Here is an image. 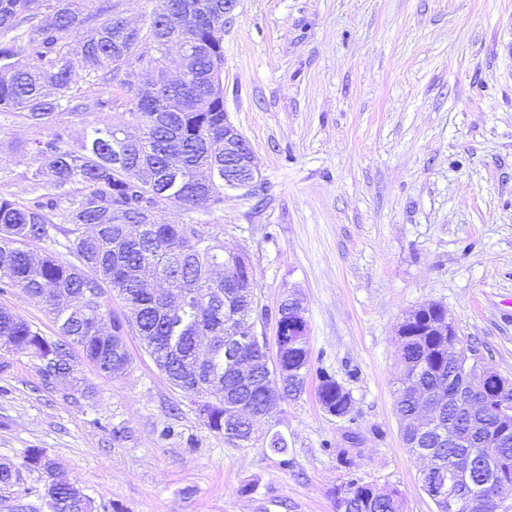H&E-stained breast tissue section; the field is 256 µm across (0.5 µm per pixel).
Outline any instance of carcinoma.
I'll use <instances>...</instances> for the list:
<instances>
[{"instance_id": "1", "label": "carcinoma", "mask_w": 512, "mask_h": 512, "mask_svg": "<svg viewBox=\"0 0 512 512\" xmlns=\"http://www.w3.org/2000/svg\"><path fill=\"white\" fill-rule=\"evenodd\" d=\"M181 61L172 79L167 62ZM136 59L152 72L135 84L120 77ZM224 0H158L147 27L131 25L114 12L112 0H0V112L18 113L46 137L34 141L39 166L21 175L31 191L45 172L56 193L28 203L0 196V283L17 288L40 304L59 325L63 342H53L21 317L0 310V344L28 350L54 368L39 369L44 382L70 374L69 345L75 344L108 377L126 373L130 359L120 345L135 331L147 354L175 387L201 398L203 385L220 376L224 396L205 401V424L235 447L250 441L248 419L228 432L246 396L258 409L266 393L257 384L224 371V349H204L196 336L223 338L245 333L255 322L253 280L247 258L225 251L224 240L193 214L224 203ZM81 84L94 96L73 104L69 94ZM124 108L118 125L93 127L76 145L60 125L63 114ZM67 204L63 222L53 220ZM173 220L162 219L164 214ZM149 278L160 286L145 287ZM189 300L179 316L170 314L164 290ZM117 296L136 314L112 310ZM448 311L436 304L405 325L397 337L401 352L396 379L398 411H412L411 391L423 388L432 399L441 385L460 384L448 357V337L426 333ZM299 326L284 341V367L307 375L308 340ZM323 407L350 414L351 395L330 374L320 375ZM487 451L497 458L498 479L512 483V442L497 440L496 418L486 419ZM438 426L459 437L469 420L443 410ZM418 440L412 456L426 455L453 470L466 449L435 437L403 433ZM27 463L50 474L59 463L31 448ZM45 496L56 512H93V505L68 486L49 485ZM346 512H396L392 502L372 496V487L354 478L336 490ZM437 512H495L492 494L469 508L457 506L453 489L435 500Z\"/></svg>"}]
</instances>
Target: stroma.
Masks as SVG:
<instances>
[{
  "instance_id": "obj_1",
  "label": "stroma",
  "mask_w": 512,
  "mask_h": 512,
  "mask_svg": "<svg viewBox=\"0 0 512 512\" xmlns=\"http://www.w3.org/2000/svg\"><path fill=\"white\" fill-rule=\"evenodd\" d=\"M224 112L260 181L200 213L252 270L257 330L299 296L311 369L250 445L208 428L128 334L127 373L104 377L80 347L78 385L44 384L38 361L0 349V512H50L42 449L95 512H336L349 478L398 490L404 512H436L402 440L396 329L427 303L448 310L484 365L512 377V0H236L224 26ZM44 130L0 112V195ZM54 340L58 328L16 288L0 309ZM353 401L321 407L320 372ZM287 440L281 455L272 433ZM353 464L344 467L337 454Z\"/></svg>"
}]
</instances>
